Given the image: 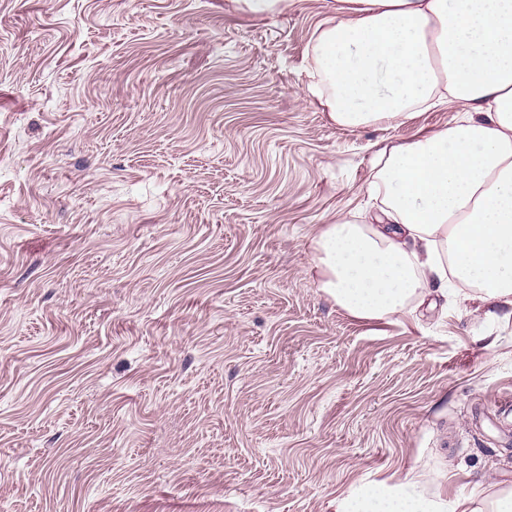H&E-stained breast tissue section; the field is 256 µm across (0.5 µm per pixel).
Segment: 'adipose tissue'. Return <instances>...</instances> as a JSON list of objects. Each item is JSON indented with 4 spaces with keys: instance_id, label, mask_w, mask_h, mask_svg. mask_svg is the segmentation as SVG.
<instances>
[{
    "instance_id": "1",
    "label": "adipose tissue",
    "mask_w": 512,
    "mask_h": 512,
    "mask_svg": "<svg viewBox=\"0 0 512 512\" xmlns=\"http://www.w3.org/2000/svg\"><path fill=\"white\" fill-rule=\"evenodd\" d=\"M312 48L313 93L337 125L397 127L445 105L448 127L383 147L372 225L340 220L314 239L318 286L353 317L410 311L424 288L469 286L512 318V0H336ZM342 512H436L371 485Z\"/></svg>"
}]
</instances>
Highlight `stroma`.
I'll return each mask as SVG.
<instances>
[{"instance_id": "1", "label": "stroma", "mask_w": 512, "mask_h": 512, "mask_svg": "<svg viewBox=\"0 0 512 512\" xmlns=\"http://www.w3.org/2000/svg\"><path fill=\"white\" fill-rule=\"evenodd\" d=\"M335 0H0V512H336L512 484V319L358 320L313 240L383 145L312 95ZM254 16L264 17L288 8V0H235ZM340 512H435L433 503L412 497L402 487L371 485L345 501Z\"/></svg>"}]
</instances>
